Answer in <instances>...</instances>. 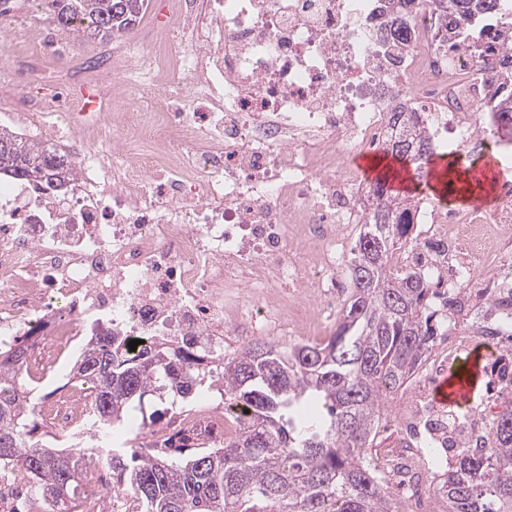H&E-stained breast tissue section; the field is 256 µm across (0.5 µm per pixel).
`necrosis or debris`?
<instances>
[{
  "mask_svg": "<svg viewBox=\"0 0 512 512\" xmlns=\"http://www.w3.org/2000/svg\"><path fill=\"white\" fill-rule=\"evenodd\" d=\"M188 15L189 48L141 52L140 97L115 115L111 155L94 150L97 125L68 81L44 88L12 55L10 82L51 95L68 132L85 144L66 202L26 184H0V345L26 338L43 422L92 456L111 436L88 432L89 384L53 386V370L111 325L122 354L166 348L208 368L224 330L318 340L336 311V272L368 223L372 186L348 159L380 151L399 133L394 113L423 114L435 146L477 156L493 144L496 103L512 99V0L476 12V46L439 13L416 12L398 46L386 0H200ZM494 209L464 211L419 200L417 233L393 263L426 272L454 313L474 321L478 300L512 294V278L476 289L478 267L500 256L512 228V184ZM479 338L454 333L426 351L406 384L393 447L374 451L380 479L419 498L435 487L417 450L421 433L443 440L446 415L427 405L433 381ZM137 348H130V341ZM241 411L200 405L153 431L166 448L187 432L228 433ZM32 476L0 465V512H20Z\"/></svg>",
  "mask_w": 512,
  "mask_h": 512,
  "instance_id": "obj_1",
  "label": "necrosis or debris"
}]
</instances>
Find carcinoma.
I'll return each mask as SVG.
<instances>
[{
	"label": "carcinoma",
	"mask_w": 512,
	"mask_h": 512,
	"mask_svg": "<svg viewBox=\"0 0 512 512\" xmlns=\"http://www.w3.org/2000/svg\"><path fill=\"white\" fill-rule=\"evenodd\" d=\"M58 25L88 39L125 36L147 0H46ZM392 157L419 168L437 153L425 123L409 118ZM0 180L41 190L71 188L75 155L48 149L0 129ZM372 223L360 230L347 268L348 296L328 340L281 347L257 341L224 354L218 382L224 400L248 417L224 441L188 440L143 455L136 448L109 456L112 484L130 501L128 512H407L383 484L371 448L386 393L400 388L430 346L431 285L416 272L394 269L390 254L409 242L404 217L415 198L375 184ZM71 373L93 383L90 418L107 429L126 420L131 404L151 396L190 402L206 375L188 372L159 350L137 362L119 353L112 330L85 343ZM25 342L0 347V464L38 476L28 512H72L71 495L87 462L54 435L36 436L40 423ZM455 463L438 485L442 512H512V409L492 421L491 437L475 449L464 435L448 444Z\"/></svg>",
	"instance_id": "obj_1"
}]
</instances>
